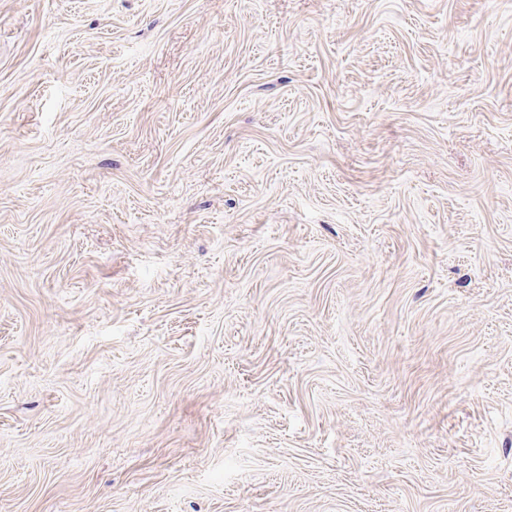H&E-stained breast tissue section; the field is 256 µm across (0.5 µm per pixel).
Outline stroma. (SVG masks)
<instances>
[{"mask_svg":"<svg viewBox=\"0 0 512 512\" xmlns=\"http://www.w3.org/2000/svg\"><path fill=\"white\" fill-rule=\"evenodd\" d=\"M0 512H512V0H0Z\"/></svg>","mask_w":512,"mask_h":512,"instance_id":"obj_1","label":"stroma"}]
</instances>
